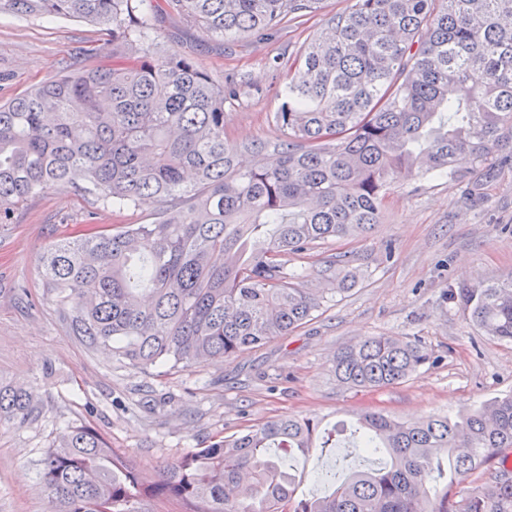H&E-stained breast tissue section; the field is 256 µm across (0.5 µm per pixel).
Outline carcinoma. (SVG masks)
<instances>
[{
	"label": "carcinoma",
	"instance_id": "obj_1",
	"mask_svg": "<svg viewBox=\"0 0 512 512\" xmlns=\"http://www.w3.org/2000/svg\"><path fill=\"white\" fill-rule=\"evenodd\" d=\"M146 0H0V13L107 27L112 51L0 102V224L39 191L71 186L121 210L144 199L149 224L99 226L52 245L46 288L73 330L142 370L227 361L312 320L325 297L285 257L360 237L379 223L401 173L474 176L512 162V0H350L290 66L277 142L236 144L219 84L197 61L154 54ZM316 0H164L212 39L259 36L310 14ZM276 160L243 168L239 151ZM463 160L467 167L458 166ZM488 335L512 342V276L450 291ZM427 361L396 336L336 357L344 386L400 384ZM42 407L0 385V426ZM354 443L380 455L320 495L297 494L288 457ZM512 448V395L422 422L367 410L328 428L281 417L213 441L143 476L97 431L68 425L40 460L56 512H139L159 499L183 512H512V469L481 468Z\"/></svg>",
	"mask_w": 512,
	"mask_h": 512
}]
</instances>
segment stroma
Instances as JSON below:
<instances>
[{
	"label": "stroma",
	"mask_w": 512,
	"mask_h": 512,
	"mask_svg": "<svg viewBox=\"0 0 512 512\" xmlns=\"http://www.w3.org/2000/svg\"><path fill=\"white\" fill-rule=\"evenodd\" d=\"M349 0H320L317 9L263 37L211 40L175 14L149 31L157 54L194 58L215 81L236 76L248 85L241 104L227 107L231 141L275 142L272 121L293 57ZM110 51L102 27L73 19L0 13V101L67 69L97 63L90 49ZM278 59L279 69L269 60ZM154 203L115 212L95 196L56 186L39 192L0 224V383L34 390L42 403L31 425L0 427V512H42L39 460L66 424L101 433L112 450L144 476L211 441L283 416L327 424L353 421L372 409L417 420L469 411L512 393V343L476 327L452 288L477 287L512 275V168L487 176L483 204L465 185L400 175L380 224L364 237L289 255L305 287L327 289L323 270H356L349 291L329 292L313 320L230 361L143 371L73 333L44 282L45 249L97 225L147 224ZM28 298L19 301L18 289ZM367 336H399L430 356L407 381L357 391L340 384L334 360ZM371 457L337 448L294 461L303 495L327 490L348 464Z\"/></svg>",
	"instance_id": "1"
}]
</instances>
